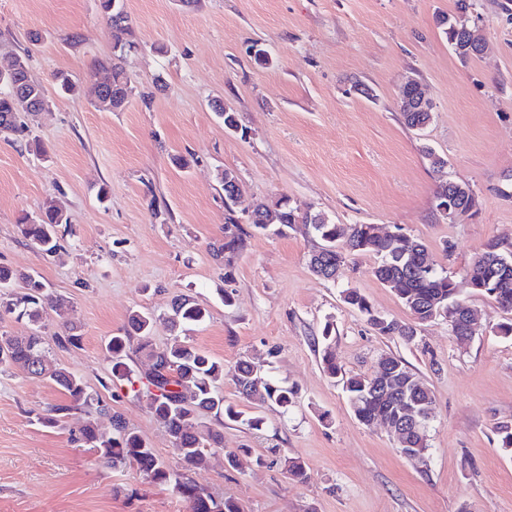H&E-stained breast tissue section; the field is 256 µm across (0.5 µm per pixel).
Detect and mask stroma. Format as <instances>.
I'll use <instances>...</instances> for the list:
<instances>
[{
	"instance_id": "stroma-1",
	"label": "stroma",
	"mask_w": 512,
	"mask_h": 512,
	"mask_svg": "<svg viewBox=\"0 0 512 512\" xmlns=\"http://www.w3.org/2000/svg\"><path fill=\"white\" fill-rule=\"evenodd\" d=\"M473 3L467 19L483 26L488 50L463 61L439 25L456 16V0H124L125 32L99 0H0V53L28 56L48 96L44 110L19 115L39 152L0 133V265L39 275L68 302L44 336L68 327L82 341L58 361L171 468L172 443L144 401L100 384L105 343L131 310L155 312L162 349L173 338L164 318L172 297L190 295L210 313L191 343L225 368L246 357L297 389L289 410L261 408L263 432L225 422L223 447L189 473L241 512H512V448L498 432L512 424V339L496 333L506 313L465 278L489 242H512V0ZM121 37L136 44L125 59L135 93L102 112L92 74ZM255 45L269 65L255 62ZM58 72L78 93L58 91ZM410 77L433 104L420 131L396 106ZM216 101L238 131L225 130ZM427 146L475 191L472 216L451 223L435 211ZM225 169L243 185L241 207L285 195L338 224L420 239L477 311L478 335L458 346L444 320L421 325L409 344L378 335L341 298L353 288L380 315L410 320L375 277L376 256L325 281L309 268L319 240L305 224L252 235L225 267L213 252L224 240ZM49 201L68 224L47 254L24 239L21 222ZM328 322L346 373L373 374L391 353L430 388L425 463L403 457L380 423H361L323 372L315 340ZM66 401L43 378L0 370V512H188L171 487L104 467L75 443L84 413L72 411L62 428L38 423ZM228 449L239 450V468L228 467ZM286 456L304 462L305 482L289 478Z\"/></svg>"
}]
</instances>
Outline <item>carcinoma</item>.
<instances>
[{
	"mask_svg": "<svg viewBox=\"0 0 512 512\" xmlns=\"http://www.w3.org/2000/svg\"><path fill=\"white\" fill-rule=\"evenodd\" d=\"M101 9L108 15L112 26L128 29V15L123 0H100ZM134 43L121 44V50L98 63V70L108 74L110 84L96 99L100 111L114 112L122 109L134 94V86L124 68L125 49ZM6 61L18 69L26 81V97L12 92L8 82L0 83V133L7 134L15 143L29 142L28 127L18 121L20 112H38L37 104L47 99L41 83L29 74L27 59L10 55ZM433 171L439 174L435 194L448 191L451 180L441 175L444 157L427 151ZM224 186V243L217 252L224 254V267L231 266L235 255L243 251L249 232L248 224L259 233L281 235L294 224H307L320 240L317 251L326 258L331 268L332 280L340 279L345 272L348 258L361 254H374L378 263L375 277L393 289L413 317L404 322L378 314L355 289L342 291L343 302L356 310L374 331L391 339L411 342L415 334L412 327L425 322L444 319L452 335L465 329L467 302L459 298L452 287L451 278L437 268L427 246L419 239L396 228L386 241L373 235L372 224H335L320 212L300 213L290 205L286 197L271 203L259 202L251 207L246 220H241L236 200L231 193L242 194L239 179L234 171L220 173ZM68 224L53 203L43 205L39 215L25 218L21 232L37 249L51 253L59 246V232ZM512 265V243L501 240L490 242L467 270V278L473 290L484 295L504 312H512V274L504 275L507 265ZM64 300L49 292L39 277L8 266L0 265V319L10 317L26 321L31 330L24 336L0 335V365L13 367L24 373L51 381L69 399L70 403L55 405L38 420L45 426L64 425L71 411L85 408L90 412L108 414L111 431L102 433L93 419L87 420L78 430L77 440L97 449L100 461L112 468L135 466L155 484L170 485L187 503L189 512H240L231 499L200 487L185 474L180 473L156 456L153 448L135 431L130 429L121 414L112 411L99 393L89 390L83 378L62 367L52 348L66 351L80 345L82 337L70 332L52 336L54 347H49L42 336L46 328L43 314L52 310L61 314ZM209 318V310L191 296L179 294L172 298L167 320L175 332L173 341L163 349L152 343L154 314L136 309L129 313L123 331L111 337L106 345L110 364V381L128 386L134 396L146 401L148 411L169 436L174 453L185 470L204 463L209 448L224 447V421H244L249 429L261 432L264 419L256 414L248 415L238 405L224 399V377L229 375L240 396L257 408L276 404L282 408L291 405L297 392L284 387L267 375L255 362L241 359L227 371L224 362L208 352L189 345L181 333L190 325H198ZM330 327H325L321 350L323 370L334 379L341 377L354 415L369 425L375 419L395 421L399 416L401 397L379 387L375 376L342 375L336 354L329 343ZM136 347H131V342ZM139 354L150 362L148 372L137 373L130 367L131 353ZM397 374L413 380L415 387L407 388L403 395L412 399L425 415L422 425L397 437V442L407 448L428 447V432L434 414V399L429 389L408 363L400 357L387 354L381 358ZM214 415L219 423L215 427L206 421Z\"/></svg>",
	"mask_w": 512,
	"mask_h": 512,
	"instance_id": "1",
	"label": "carcinoma"
}]
</instances>
